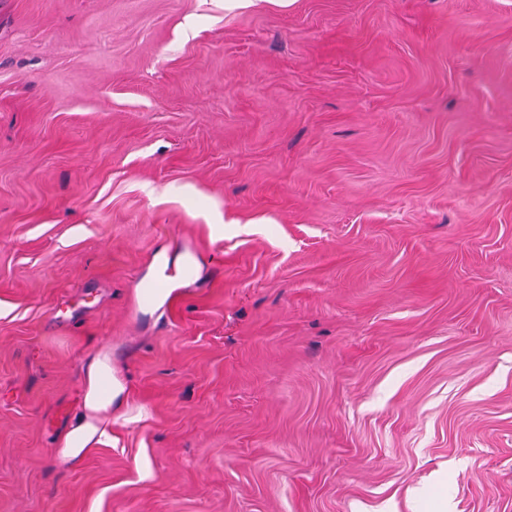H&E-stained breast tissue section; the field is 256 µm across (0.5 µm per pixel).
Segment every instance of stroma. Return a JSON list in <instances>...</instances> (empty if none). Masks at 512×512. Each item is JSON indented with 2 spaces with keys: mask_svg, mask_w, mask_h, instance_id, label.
<instances>
[{
  "mask_svg": "<svg viewBox=\"0 0 512 512\" xmlns=\"http://www.w3.org/2000/svg\"><path fill=\"white\" fill-rule=\"evenodd\" d=\"M0 512H512V0H5Z\"/></svg>",
  "mask_w": 512,
  "mask_h": 512,
  "instance_id": "obj_1",
  "label": "stroma"
}]
</instances>
